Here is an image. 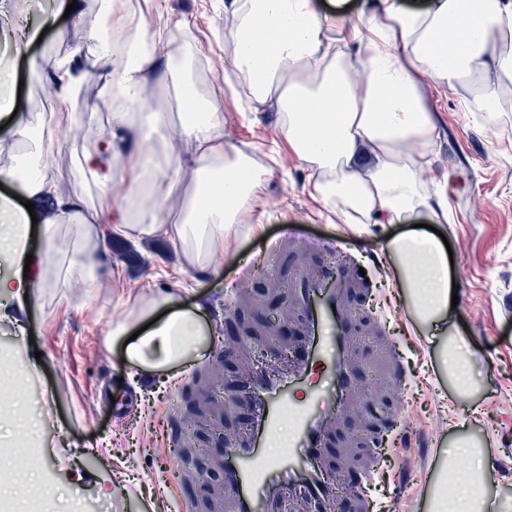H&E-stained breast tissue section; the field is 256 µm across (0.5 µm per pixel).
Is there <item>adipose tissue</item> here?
Segmentation results:
<instances>
[{"label":"adipose tissue","mask_w":512,"mask_h":512,"mask_svg":"<svg viewBox=\"0 0 512 512\" xmlns=\"http://www.w3.org/2000/svg\"><path fill=\"white\" fill-rule=\"evenodd\" d=\"M72 0H50L41 24H27L12 34L9 49L26 57L29 73L36 58L27 54L43 27L59 18L81 22ZM112 27L93 35L87 54L72 52L56 65L50 93L58 112L43 125L36 146L37 167L29 176L0 172L10 194H0V223L11 225V239L0 238L16 270L0 276V296L23 301L34 278L22 270L28 252L26 232L31 212L57 211L68 224L85 228L111 224L116 232L150 236L175 232L192 264L207 267L226 252L241 214L272 167L260 164L224 137V114L204 102L191 78L177 70L163 33L146 37L144 16L118 15L112 0H103ZM238 18L231 32V66L253 103L277 101L275 130L291 153L310 170L313 196L326 206L343 209L355 224H395L428 213L447 219L448 202L425 191L435 124L423 101L424 81L456 89L466 86L465 108L495 125L512 86V0H423L405 6L399 0H334L331 15H322L314 0H232ZM173 73L181 97L177 131L165 144L163 161L140 134L139 111L150 77ZM112 108V132L84 152L78 161L84 179L101 192L134 197L135 206L117 215L88 208L83 199L63 193L50 172L61 130L77 119L66 107L89 79ZM136 162L124 171L113 165L121 149ZM196 175L192 191L176 192L184 169ZM165 209L179 210V224L161 220ZM386 253L412 316L433 346L437 370L458 392L472 389L459 340L447 338L445 321L452 297L448 255L427 230H411L387 239ZM174 296L153 293L145 305L130 309L112 337L125 340L134 365L164 371L188 364L204 340L201 309H175ZM147 323V330L127 340L128 320ZM470 463L439 469L429 512H486V451L469 436L452 443ZM454 481L453 498L442 497Z\"/></svg>","instance_id":"adipose-tissue-1"}]
</instances>
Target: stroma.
<instances>
[{"instance_id": "35a3bbf8", "label": "stroma", "mask_w": 512, "mask_h": 512, "mask_svg": "<svg viewBox=\"0 0 512 512\" xmlns=\"http://www.w3.org/2000/svg\"><path fill=\"white\" fill-rule=\"evenodd\" d=\"M79 2L80 26L49 30L33 45L39 76H29L16 57L0 55V87L20 90L19 109L31 123L43 114L56 57L88 49L102 25L100 0ZM226 2L179 0L167 8L165 28L172 48L187 33L201 48L205 60L194 65L193 77L205 96L220 97L226 137L257 159H278L244 217L252 230L204 270L187 264L176 235H131L141 256L133 270L112 251L118 236L111 225H97L99 286L91 293L76 281L64 293L54 286L80 231L60 226L50 246L42 235L31 238V247L50 249L53 264L30 309L0 299V350L21 355L19 368L0 373V382L17 391L6 404L18 419L38 416L30 430L36 445L18 461L34 459L40 473L0 481V499L20 510L46 486L53 491L51 512H76L85 498L99 512H138L143 502L151 512H239L224 486V451L251 428L252 416L245 404L229 402L213 379L221 377L238 393L259 374L243 340L257 337L292 351L304 346L302 311L283 306L289 280L298 267L358 254L362 267L378 268L370 291H346V308L363 311L351 319L344 353L358 394L329 422L320 465L346 476L379 470L386 475L381 489L388 512H416L426 461L447 456L453 438L472 435L486 443L489 490L505 498L500 512H512V108L490 127L462 111L465 88L431 81L421 88L436 124L426 179L430 193L448 201V220L438 229L452 249L458 289L448 334L463 339L479 385L465 397L438 384L431 347L410 320L384 250L387 235L408 230V223L350 224L340 211L325 209L307 189L306 165L274 135V103L257 107L243 94H217L205 62L229 49L225 36L234 16ZM179 20L188 32L176 30ZM70 109L79 131H61L54 179L93 209L123 205V197L103 194L77 172L82 152L112 130L97 84L87 83ZM166 289L177 305L203 309L208 337L190 366L162 375L126 362L122 342L109 336L128 308ZM382 434L390 443L381 456L370 439Z\"/></svg>"}]
</instances>
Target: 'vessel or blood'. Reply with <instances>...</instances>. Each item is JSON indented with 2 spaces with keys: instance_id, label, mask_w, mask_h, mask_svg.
Returning a JSON list of instances; mask_svg holds the SVG:
<instances>
[{
  "instance_id": "obj_1",
  "label": "vessel or blood",
  "mask_w": 512,
  "mask_h": 512,
  "mask_svg": "<svg viewBox=\"0 0 512 512\" xmlns=\"http://www.w3.org/2000/svg\"><path fill=\"white\" fill-rule=\"evenodd\" d=\"M292 286L307 312L309 342L288 373L256 377L246 394L253 427L243 444L229 449L226 460L227 489L238 499L240 512H280L289 499L307 502L314 512H326L330 503L329 476L318 456L331 410L345 407L353 393L343 362L349 326L343 310L348 272L343 268L314 273L301 269ZM325 367L335 371L333 386L312 390L307 399H299L316 370ZM286 407L295 412V443L286 458L261 463L259 450L266 447Z\"/></svg>"
}]
</instances>
